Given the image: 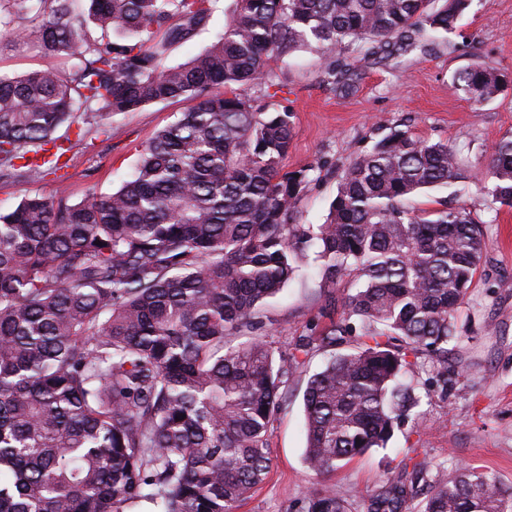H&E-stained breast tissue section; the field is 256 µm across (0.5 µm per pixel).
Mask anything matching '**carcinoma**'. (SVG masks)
Wrapping results in <instances>:
<instances>
[{"mask_svg":"<svg viewBox=\"0 0 512 512\" xmlns=\"http://www.w3.org/2000/svg\"><path fill=\"white\" fill-rule=\"evenodd\" d=\"M0 31L18 44L34 23L64 59L0 75V180L42 164L15 161L64 148L74 112L97 120L185 98L196 101L139 150L114 192L71 204L26 197L0 213V512H232L266 479L269 434L302 363L276 358L254 335L258 312L309 253L320 290L360 286L347 317L294 350L333 351L304 393L305 459L317 473L384 448L420 396L404 377L411 354L441 366L455 339L485 246L484 222L464 209L409 211L429 188L470 177L452 146L394 128L339 174L322 224H298L314 168L286 171L292 113L266 112L238 93L280 88L271 63L321 53L322 83L350 89L346 50L406 51L451 33L471 0H7ZM223 30L184 62L172 52ZM100 30L92 38L89 26ZM503 79L484 61L452 78L476 104ZM490 204L512 206V138L484 177ZM100 244H95V241ZM512 512V487L475 467L450 479L427 460L382 485L368 512ZM307 512H350L331 486Z\"/></svg>","mask_w":512,"mask_h":512,"instance_id":"cac0c4a2","label":"carcinoma"}]
</instances>
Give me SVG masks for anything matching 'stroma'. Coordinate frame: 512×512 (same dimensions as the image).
<instances>
[{
  "label": "stroma",
  "mask_w": 512,
  "mask_h": 512,
  "mask_svg": "<svg viewBox=\"0 0 512 512\" xmlns=\"http://www.w3.org/2000/svg\"><path fill=\"white\" fill-rule=\"evenodd\" d=\"M476 56L509 77L503 90L481 105L450 87L453 74ZM350 61L354 86L344 94L322 83L317 52L294 53L276 67L282 92L259 101L265 111L285 108L294 114L284 168L314 170L299 203L298 223H323L343 166L398 125L415 138L451 145L471 174L466 181L412 197L408 208L471 211L487 223L484 258L455 314L447 369L427 362L414 372L419 419L396 430L386 447L371 449L334 472L314 473L304 456L303 396L309 377L330 354L313 352L285 390L287 405L269 436L270 472L234 512H307L310 495L327 485L348 500L351 512H367L379 486L406 463L409 448L447 475L469 465L512 486V207L489 213L481 181L492 148L512 136V0H473L454 32L433 35L397 58L355 52ZM61 65L34 31L22 47H0L1 74ZM191 106V100L181 99L117 114L106 119L105 130L82 138L77 132L84 117L75 115L73 127L58 131L68 140L65 167L23 182L0 180V211L11 210L27 195L62 194L78 203L93 193H112L132 173L139 149ZM355 284V275L345 276L335 306L329 307L316 268H301L262 307L258 335L271 337L284 351L318 335L343 319L344 301Z\"/></svg>",
  "instance_id": "stroma-1"
}]
</instances>
